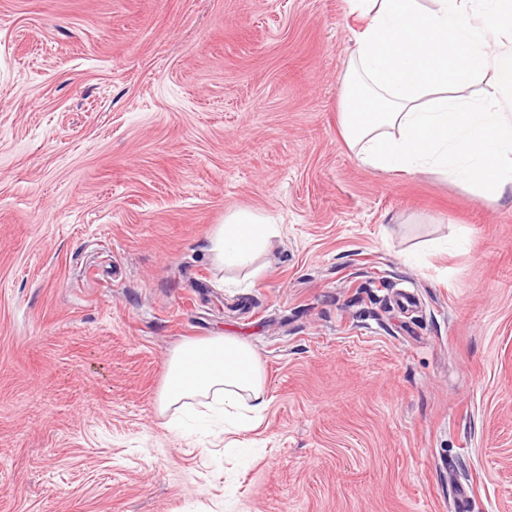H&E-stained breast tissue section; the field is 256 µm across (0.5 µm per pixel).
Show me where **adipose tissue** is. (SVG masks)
<instances>
[{
	"label": "adipose tissue",
	"instance_id": "adipose-tissue-1",
	"mask_svg": "<svg viewBox=\"0 0 512 512\" xmlns=\"http://www.w3.org/2000/svg\"><path fill=\"white\" fill-rule=\"evenodd\" d=\"M365 19L343 93L342 135L363 164L433 170L474 192L512 195V0H347ZM492 78L482 99L463 88ZM280 228L273 216L225 217L212 237L216 265H248ZM270 404L252 349L232 336L183 343L171 355L160 413H220L255 427Z\"/></svg>",
	"mask_w": 512,
	"mask_h": 512
}]
</instances>
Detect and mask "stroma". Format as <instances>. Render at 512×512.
<instances>
[{
	"label": "stroma",
	"mask_w": 512,
	"mask_h": 512,
	"mask_svg": "<svg viewBox=\"0 0 512 512\" xmlns=\"http://www.w3.org/2000/svg\"><path fill=\"white\" fill-rule=\"evenodd\" d=\"M346 0H0V512H512V200L360 164ZM274 216L253 267L209 238ZM249 343L260 424L170 426ZM263 369L252 349L233 336L186 341L171 355L157 398L160 413H222L248 431L270 404ZM201 408V409H198Z\"/></svg>",
	"instance_id": "obj_1"
}]
</instances>
